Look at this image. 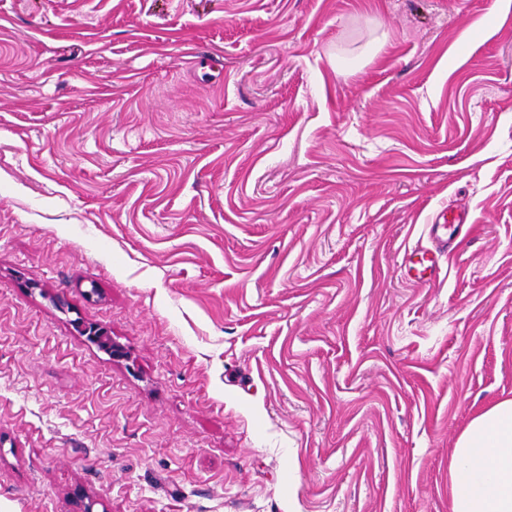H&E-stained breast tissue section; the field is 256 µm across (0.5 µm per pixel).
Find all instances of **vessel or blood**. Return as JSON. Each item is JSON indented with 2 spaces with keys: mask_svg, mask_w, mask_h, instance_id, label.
Instances as JSON below:
<instances>
[{
  "mask_svg": "<svg viewBox=\"0 0 512 512\" xmlns=\"http://www.w3.org/2000/svg\"><path fill=\"white\" fill-rule=\"evenodd\" d=\"M467 213L438 210L431 217L428 226L429 245H415L411 250L408 273L418 283L431 280L439 269V259L448 251L454 237L469 228Z\"/></svg>",
  "mask_w": 512,
  "mask_h": 512,
  "instance_id": "b4317fda",
  "label": "vessel or blood"
}]
</instances>
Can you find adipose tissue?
Instances as JSON below:
<instances>
[{"label":"adipose tissue","mask_w":512,"mask_h":512,"mask_svg":"<svg viewBox=\"0 0 512 512\" xmlns=\"http://www.w3.org/2000/svg\"><path fill=\"white\" fill-rule=\"evenodd\" d=\"M450 512H512V396L476 413L448 458Z\"/></svg>","instance_id":"1"}]
</instances>
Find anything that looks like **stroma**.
I'll list each match as a JSON object with an SVG mask.
<instances>
[{"mask_svg": "<svg viewBox=\"0 0 512 512\" xmlns=\"http://www.w3.org/2000/svg\"><path fill=\"white\" fill-rule=\"evenodd\" d=\"M507 394L512 0H0V512H449ZM428 237L432 246L416 244L411 249V258L408 273L417 283L431 280L439 269V259L448 252V245L454 237L465 228L466 234L472 231L474 224L469 222L468 213L448 212L441 209L431 217L428 224Z\"/></svg>", "mask_w": 512, "mask_h": 512, "instance_id": "35a3bbf8", "label": "stroma"}]
</instances>
